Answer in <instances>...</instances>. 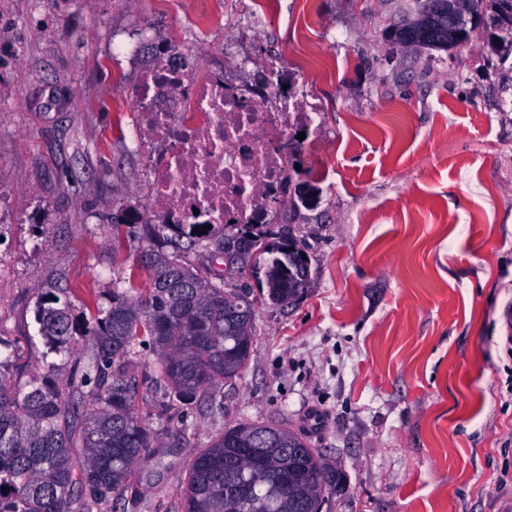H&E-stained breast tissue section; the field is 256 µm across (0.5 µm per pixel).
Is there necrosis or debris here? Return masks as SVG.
Segmentation results:
<instances>
[{
  "label": "necrosis or debris",
  "instance_id": "1",
  "mask_svg": "<svg viewBox=\"0 0 512 512\" xmlns=\"http://www.w3.org/2000/svg\"><path fill=\"white\" fill-rule=\"evenodd\" d=\"M294 82L276 61L260 95L219 71L194 79L178 58L145 70L130 94L137 132L163 150L149 168L162 223H275L290 136L317 124L315 107L298 98Z\"/></svg>",
  "mask_w": 512,
  "mask_h": 512
}]
</instances>
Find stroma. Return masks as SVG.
I'll list each match as a JSON object with an SVG mask.
<instances>
[{"label":"stroma","instance_id":"stroma-1","mask_svg":"<svg viewBox=\"0 0 512 512\" xmlns=\"http://www.w3.org/2000/svg\"><path fill=\"white\" fill-rule=\"evenodd\" d=\"M411 2L0 0V337L20 383L73 372L35 321L54 282L80 327L115 284L147 282L154 147L133 142L130 90L158 42L187 47L200 77L254 81L259 64L286 60L319 103L293 178L319 188L318 204L283 195L277 223L258 228L305 246L309 284L272 305L252 259L235 257L226 287L249 291L254 342L240 377L219 385L221 410L164 403L142 348L137 407L155 450L123 512H180L193 457L258 421L343 472L323 512L512 505V57L480 39L396 47Z\"/></svg>","mask_w":512,"mask_h":512}]
</instances>
